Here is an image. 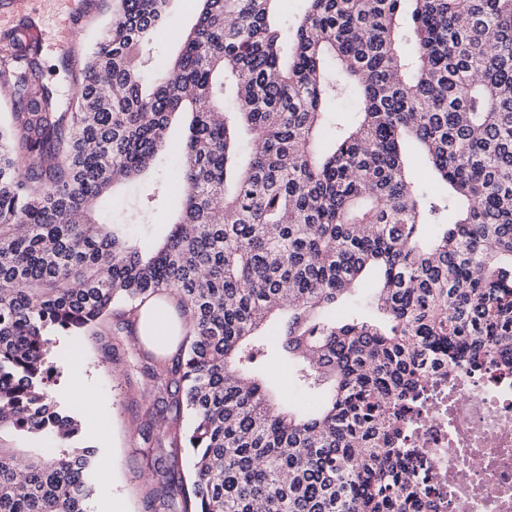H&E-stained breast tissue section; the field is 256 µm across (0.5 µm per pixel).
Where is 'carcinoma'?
Returning <instances> with one entry per match:
<instances>
[{
	"mask_svg": "<svg viewBox=\"0 0 512 512\" xmlns=\"http://www.w3.org/2000/svg\"><path fill=\"white\" fill-rule=\"evenodd\" d=\"M174 2L112 0L67 100L38 45L0 41V512H89L96 448L49 388L53 337L114 315L150 336L171 306L185 337L142 354L148 425L190 426L147 434L170 461L152 512H417L397 440L430 369L512 366V0H301L294 22L284 0H193L154 60ZM186 113L174 184L99 222ZM272 349L315 406H277ZM184 1L177 3L176 14L169 24L165 39L155 45L154 51L157 55L174 54L179 45L178 34L193 24V14L184 6L187 3Z\"/></svg>",
	"mask_w": 512,
	"mask_h": 512,
	"instance_id": "carcinoma-1",
	"label": "carcinoma"
}]
</instances>
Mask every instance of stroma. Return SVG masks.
<instances>
[{
    "label": "stroma",
    "mask_w": 512,
    "mask_h": 512,
    "mask_svg": "<svg viewBox=\"0 0 512 512\" xmlns=\"http://www.w3.org/2000/svg\"><path fill=\"white\" fill-rule=\"evenodd\" d=\"M110 0H84L83 30L63 43L62 32L72 8L71 0H30L23 16L9 13V0H0V36L15 27L34 26L39 32L43 80L70 96L81 78L86 52L111 19ZM140 345L133 328H105L101 335L74 347L70 338L57 337L53 359L59 370L53 390L66 405H77L84 392H92L98 410L91 425L97 431L96 470L101 479L90 502V512H106L120 501L123 512H146L147 493L157 476L148 462L144 441V380L133 359Z\"/></svg>",
    "instance_id": "1"
}]
</instances>
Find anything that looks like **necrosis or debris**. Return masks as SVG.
Instances as JSON below:
<instances>
[{"label":"necrosis or debris","instance_id":"1","mask_svg":"<svg viewBox=\"0 0 512 512\" xmlns=\"http://www.w3.org/2000/svg\"><path fill=\"white\" fill-rule=\"evenodd\" d=\"M419 512H512V370L440 365L404 422Z\"/></svg>","mask_w":512,"mask_h":512}]
</instances>
